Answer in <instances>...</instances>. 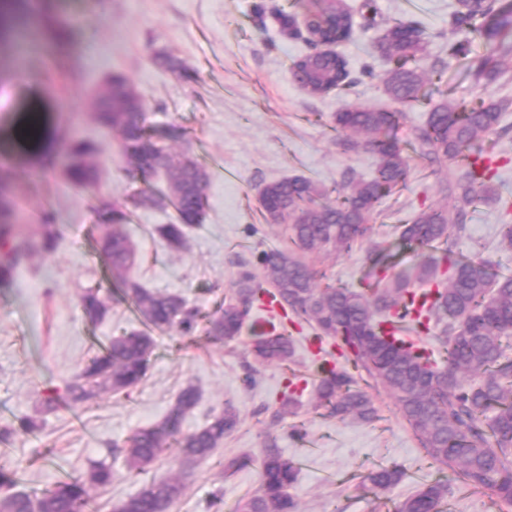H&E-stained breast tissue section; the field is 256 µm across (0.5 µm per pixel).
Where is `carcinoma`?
I'll list each match as a JSON object with an SVG mask.
<instances>
[{
  "label": "carcinoma",
  "instance_id": "obj_1",
  "mask_svg": "<svg viewBox=\"0 0 512 512\" xmlns=\"http://www.w3.org/2000/svg\"><path fill=\"white\" fill-rule=\"evenodd\" d=\"M451 27L448 56L455 61L454 72L464 73L476 83L496 80L503 73L500 57L512 51L496 39L512 29V11L495 6V0H481L477 6L462 4ZM319 30L327 39L350 37L352 20L345 15L343 3H336V14ZM477 37L485 47L480 55L472 49ZM379 46L395 62L383 79V87L400 108H353L334 116L336 130L368 136V144L378 156L372 178L350 180L334 203L326 202L328 189L303 176L266 184L259 192L261 209L273 224L291 223V235L282 245L257 256L263 279L249 270L239 274L236 288L224 297V306L210 321L211 332L217 340L235 338L254 302L265 295L272 297L310 322L315 339H334L339 355L344 357L340 366L327 361L320 365L315 409L342 419L372 422L378 411L365 386L371 381L380 384L394 398L432 464L452 470L473 490H493L501 502L511 506L512 356L505 353L504 342L512 340V275L496 272V263L490 260L463 257L446 258L448 266L442 269L433 252L460 237L468 210L491 190L484 180L481 154L472 147L483 135L508 131L501 121L512 103L481 101L467 107L445 98L431 108L425 126L415 130L412 147L422 160L430 164L462 161L468 170L448 183L442 202L403 225L401 241L423 250V260L413 271L380 274L392 263L393 255L379 248L365 275L369 283L357 290L340 287L324 274L316 275L302 260V255L321 250H352L384 197L405 181L408 161L394 130L405 109L425 96L423 73L415 63L425 56L426 41L422 30L397 20ZM290 74L311 94L340 90L348 79L343 60L326 58L316 64L308 55L293 62ZM110 81L111 94L95 98L98 124L119 133L130 162L139 165L149 158L163 161L160 171L168 175L167 190L144 191L134 205L172 208L176 223L162 225L160 233L169 246L179 248L187 231L203 219L207 174L188 154H174L158 144L141 123L143 102L127 79L114 76ZM44 132L42 111L30 108L20 132L22 140L36 144ZM92 153L90 144L76 142L71 150L68 183L84 189L95 184ZM450 209L456 214L453 221L448 217ZM99 220V247L107 259L111 280L132 301L146 329L112 337L66 383L68 400L86 407L103 392L127 393L141 383L155 348L152 332L175 326L182 335L190 336L199 320V311L187 307L183 297L152 291L133 276L137 255L127 230L129 212L120 204L104 203ZM54 221V213L47 212L41 231L30 234L12 222V209L0 198L1 280L13 277L32 255L56 248ZM498 249L500 254L512 256L511 223L500 225ZM445 273V285L423 292L416 288L437 282ZM79 301L90 322L106 317L108 306L101 289H85ZM402 323L438 332L436 339L445 349L443 367L427 355V349L391 337L390 332ZM250 354L259 363L286 367L293 362L296 345L282 325L255 336ZM197 401L196 389L184 387L161 421L127 438L128 475L146 472L171 447L177 448L191 466L211 460L224 444V436L236 427L238 411L227 404L205 425L186 432L183 419ZM297 476L298 467L279 449H265L259 488L240 502L239 512H297L289 493ZM113 478L112 466L99 462L80 479L67 477L41 492L15 491L16 473L0 469V487L7 488L0 495V512H85L88 488H105ZM400 478L396 467H380L363 475L360 486L383 492ZM183 490L179 479H153L113 506V512H170ZM447 494L446 483H426L399 503L396 512H443Z\"/></svg>",
  "mask_w": 512,
  "mask_h": 512
}]
</instances>
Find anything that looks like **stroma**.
Listing matches in <instances>:
<instances>
[{"instance_id":"1","label":"stroma","mask_w":512,"mask_h":512,"mask_svg":"<svg viewBox=\"0 0 512 512\" xmlns=\"http://www.w3.org/2000/svg\"><path fill=\"white\" fill-rule=\"evenodd\" d=\"M38 23L22 21L18 37L0 51V178L10 188L21 224L37 230L44 211L56 214L59 240L47 256L33 255L13 281L0 285V426L20 417L38 419L34 432L19 431L0 442V466L25 461L20 488L43 490L65 477L87 472L99 461L111 464L110 486L91 493L93 512H112L114 504L138 491L143 481L182 477L185 489L171 512H238L241 499L259 486L260 461L276 445L299 468L290 493L299 512H394L398 503L423 484H448L445 512H512L494 492L470 490L461 480L429 464L411 428L400 417L384 387L372 389L378 420L329 418L314 413L316 370L323 361L339 362L331 339L314 344L311 326L289 317L297 341L295 373L259 364L248 349L254 322H246L231 341L213 340L208 319L224 303L239 273L254 269L256 255L281 244L285 225L263 219L260 188L271 181L307 177L325 187L349 178H369L377 155L366 145L350 146L336 133L333 115L352 107L388 108L382 80L391 63L375 42L398 18L424 31L425 74L448 66V23L456 0H377L369 28L355 27L335 51L349 66L351 85L341 93L312 95L291 79L290 67L311 53L304 36L289 31L286 20L301 16L307 0H40ZM62 24L70 41L52 43L45 28ZM501 78L477 84L456 76L430 84L397 131L410 143L430 108L441 98L460 103L479 99L512 100V55ZM120 74L131 81L144 103L145 124L172 132L169 151H190L209 175L205 214L187 233L184 248H170L158 233L171 212L134 207L147 187L165 184L163 174L146 179L120 150V136L93 120L92 94L98 83ZM40 100L51 145L47 156L23 148L17 133L20 115ZM506 134L480 141L497 192L495 202L470 211L453 250L464 256L498 260L512 274V257L497 252L501 224L512 223V111L502 120ZM94 147L98 179L91 190L67 185L64 169L72 143ZM460 163L431 165L410 159L400 192L386 198L367 224L360 248L305 256L338 284L361 285L371 247H390L395 271L415 267L420 257L399 245L400 227L427 206L437 204L447 182L461 177ZM128 205L129 231L140 261L135 276L147 288L184 296L199 307L193 338L177 328L156 333L146 378L130 393L102 396L83 409L69 403L65 384L108 344L111 336L140 328L127 297L110 289L107 262L96 245V203ZM107 289L109 312L98 323L85 320L78 304L83 289ZM199 401L183 427L202 426L233 404L240 422L213 460L186 466L177 449H168L144 475H128L125 441L138 428L160 421L187 384ZM54 396L57 409L43 413ZM302 402L299 416L282 415L288 397ZM239 462L232 476L225 465ZM394 466L402 480L382 498L360 489L361 475Z\"/></svg>"}]
</instances>
